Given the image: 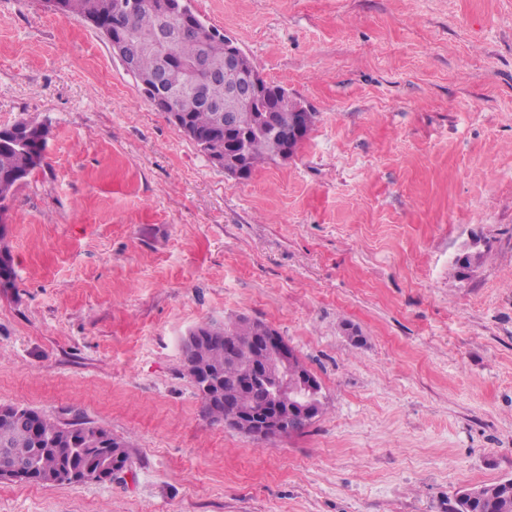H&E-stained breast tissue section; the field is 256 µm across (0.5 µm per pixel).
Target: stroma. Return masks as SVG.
<instances>
[{"label":"stroma","mask_w":512,"mask_h":512,"mask_svg":"<svg viewBox=\"0 0 512 512\" xmlns=\"http://www.w3.org/2000/svg\"><path fill=\"white\" fill-rule=\"evenodd\" d=\"M192 4L316 112L288 161L224 173L97 29L0 0V127L50 129L9 204L0 404L131 445L125 480L0 481V512H453L512 478V0ZM242 315L319 378L303 433L205 419L181 341Z\"/></svg>","instance_id":"stroma-1"}]
</instances>
